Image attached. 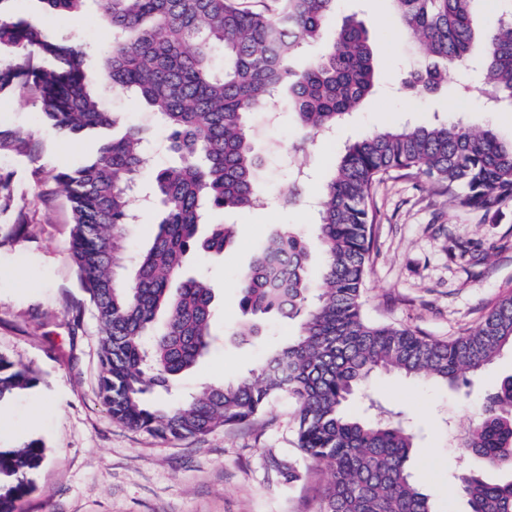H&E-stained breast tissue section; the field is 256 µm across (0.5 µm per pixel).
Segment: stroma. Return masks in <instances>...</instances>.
Segmentation results:
<instances>
[{
  "label": "stroma",
  "instance_id": "stroma-1",
  "mask_svg": "<svg viewBox=\"0 0 512 512\" xmlns=\"http://www.w3.org/2000/svg\"><path fill=\"white\" fill-rule=\"evenodd\" d=\"M11 7L36 16L49 36L71 35L96 49L110 41L93 10L79 16L40 14L34 0H13ZM347 17L362 22L369 33L378 63L375 90L332 137L314 138L306 161L313 178L302 200L290 206L282 202L288 183L283 156L304 133L276 107L254 121L264 203L214 214V221L233 225V244L221 255L194 251L187 257V273L205 274L216 285L217 338L195 371L180 381V390L237 380L261 366L274 346L295 337L297 322L271 318L250 343L234 341L245 321L238 274L256 247L282 226L312 235L321 176L346 141L377 128L437 117L488 125L499 137L512 139V109L492 111L483 99L461 96L457 71H449L447 83L428 95L405 92L402 79L421 51L394 26L390 0H340L332 23L340 25ZM101 95L113 111L124 113L127 124L148 128L152 152L137 191L151 193L153 170L168 158L167 129L151 121L144 105L129 95L108 86ZM0 123L32 132L41 143L36 162L0 158V172L13 174L30 217L17 240L0 243V355L39 378L34 388L0 409V445L37 440L47 455L31 474L33 489L18 502L17 512H320L329 479L324 465L307 464L302 481L291 487L266 468L268 451L286 457L297 453L293 406L287 400H276L246 425L182 440H163L113 421L99 397L100 326L70 256L69 205L61 198L44 202L27 181L31 165L74 166L93 155L97 143L53 133L34 103L22 99L0 102ZM373 199L375 241L363 295L369 320L447 341L512 291L511 207L489 223L449 203L416 176L384 179ZM510 375L508 348L457 390L379 374L365 394L351 400L349 410L365 414L373 399L403 412L418 435L410 462L416 483L431 494L436 512H466L467 503L455 488L458 475L467 471L491 482L512 479L511 470L485 467L458 442L485 397Z\"/></svg>",
  "mask_w": 512,
  "mask_h": 512
}]
</instances>
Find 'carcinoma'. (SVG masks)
<instances>
[{
    "label": "carcinoma",
    "instance_id": "cac0c4a2",
    "mask_svg": "<svg viewBox=\"0 0 512 512\" xmlns=\"http://www.w3.org/2000/svg\"><path fill=\"white\" fill-rule=\"evenodd\" d=\"M0 0V99L28 97L43 123L66 135L103 136L96 156L77 167L30 169L45 201L64 196L72 213L71 255L101 325L100 394L112 418L170 439L198 437L247 424L276 398L295 404L300 458L266 457L282 484L302 480L300 461L325 464L331 479L322 512H435L408 469L417 435L398 413L350 416V399L377 373L398 372L451 387L467 383L512 348V292L480 320L443 341L406 327L367 320L363 286L376 222L373 185L416 175L455 205L495 221L512 206V140L458 121L389 127L345 145L319 197L315 237L324 262L320 284L309 273V244L285 226L239 274L244 313L301 318L298 336L257 370L209 385L167 406L152 392L178 387L209 352L215 288L185 274L188 252L222 253L233 230L209 221L214 211L251 208L262 197L261 163L250 116L266 112L286 88L297 124L328 133L344 123L375 87V61L362 24L348 18L321 52L295 65L299 48L322 39L338 0H37L46 12L93 7L112 37L93 57L68 36L51 38ZM399 32L423 54L406 87L434 90L450 70L470 64L481 44L475 89L512 102V0H497L488 27L477 0H391ZM222 62L216 63L215 51ZM130 92L169 132L171 163L156 175L160 220L149 248L128 266L122 242L136 218L132 191L148 160L139 128L109 132L121 115L99 88ZM39 142L0 123V156L31 159ZM13 177L0 173V215H23ZM34 373L0 356V404L33 388ZM462 447L491 469H512V375L504 378L468 428ZM45 459L38 441L0 448V512H16L31 490L28 476ZM468 512H512V480L459 478Z\"/></svg>",
    "mask_w": 512,
    "mask_h": 512
}]
</instances>
